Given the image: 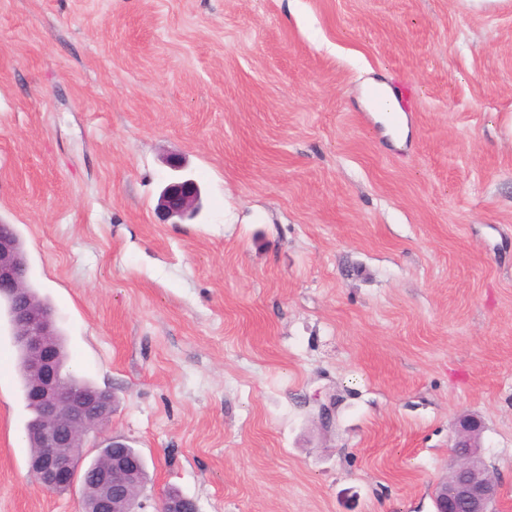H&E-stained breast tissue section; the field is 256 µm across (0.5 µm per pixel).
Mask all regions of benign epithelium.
I'll return each mask as SVG.
<instances>
[{"instance_id":"1","label":"benign epithelium","mask_w":512,"mask_h":512,"mask_svg":"<svg viewBox=\"0 0 512 512\" xmlns=\"http://www.w3.org/2000/svg\"><path fill=\"white\" fill-rule=\"evenodd\" d=\"M158 209L167 219L184 220L200 211V187L190 177L171 179L161 191ZM24 253L15 239L0 232V293L15 297L13 342L27 355L30 375L27 398L39 413L32 437L41 451L29 462L33 481L57 493L73 488L79 471L75 449L112 418V399L106 390L75 392L61 376L54 336L55 313L36 307L23 292ZM480 422L471 414L458 417L450 448L451 464L434 496L436 512H493L499 485L476 443ZM143 459L112 440V460L93 475L92 493L84 499V512H142L144 493L132 492ZM158 512H197L195 502L184 495L164 494Z\"/></svg>"}]
</instances>
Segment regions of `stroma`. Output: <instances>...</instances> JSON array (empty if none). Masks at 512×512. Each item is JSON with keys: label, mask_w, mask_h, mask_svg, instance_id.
<instances>
[{"label": "stroma", "mask_w": 512, "mask_h": 512, "mask_svg": "<svg viewBox=\"0 0 512 512\" xmlns=\"http://www.w3.org/2000/svg\"><path fill=\"white\" fill-rule=\"evenodd\" d=\"M0 221L144 512H435L463 414L512 512V0H0ZM30 417L2 317L0 512H81ZM158 209L164 218H178L180 221L193 218L200 211V187L190 177L179 176L171 179L161 191ZM169 493H165L159 503L158 511L160 512H196V504L195 502L185 497L180 493V495H175L179 493L178 490L171 489Z\"/></svg>", "instance_id": "stroma-1"}]
</instances>
